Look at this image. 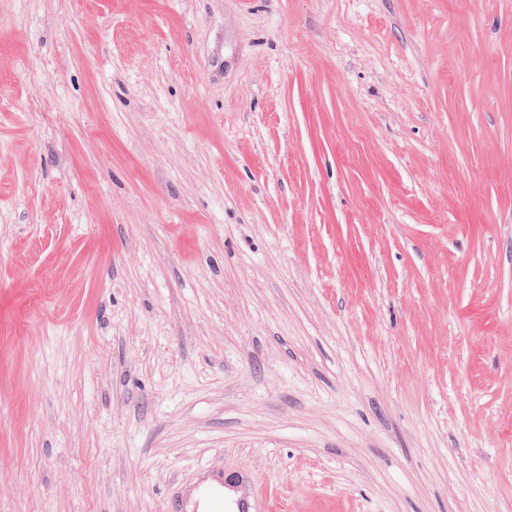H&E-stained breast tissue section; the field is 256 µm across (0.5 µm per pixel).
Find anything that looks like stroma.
<instances>
[{"label":"stroma","instance_id":"35a3bbf8","mask_svg":"<svg viewBox=\"0 0 512 512\" xmlns=\"http://www.w3.org/2000/svg\"><path fill=\"white\" fill-rule=\"evenodd\" d=\"M512 512V0H0V512Z\"/></svg>","mask_w":512,"mask_h":512}]
</instances>
